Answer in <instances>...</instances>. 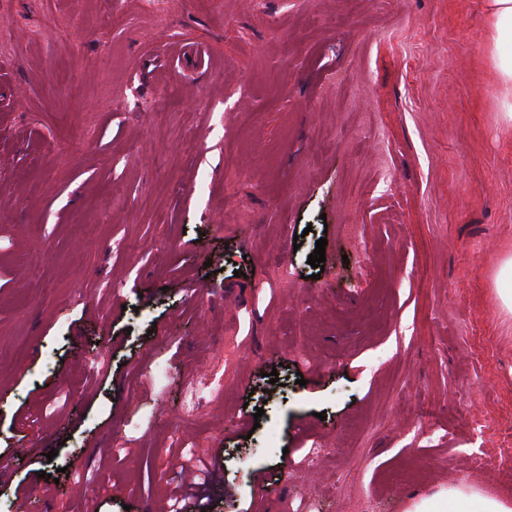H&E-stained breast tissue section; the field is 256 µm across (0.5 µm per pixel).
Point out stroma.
Wrapping results in <instances>:
<instances>
[{
	"label": "stroma",
	"instance_id": "obj_1",
	"mask_svg": "<svg viewBox=\"0 0 512 512\" xmlns=\"http://www.w3.org/2000/svg\"><path fill=\"white\" fill-rule=\"evenodd\" d=\"M0 24V500L512 505L485 0H0ZM193 455L217 486L178 477ZM463 493L456 490L441 491L432 498L422 500L415 506L414 512H455V503Z\"/></svg>",
	"mask_w": 512,
	"mask_h": 512
}]
</instances>
